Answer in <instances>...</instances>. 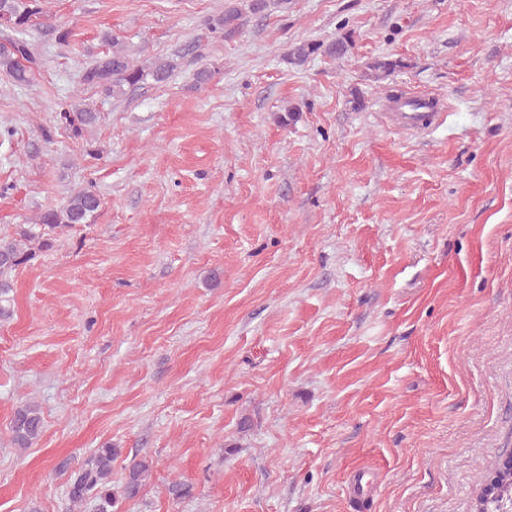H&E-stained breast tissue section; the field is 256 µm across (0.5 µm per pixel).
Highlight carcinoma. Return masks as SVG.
Listing matches in <instances>:
<instances>
[{"label": "carcinoma", "instance_id": "1", "mask_svg": "<svg viewBox=\"0 0 512 512\" xmlns=\"http://www.w3.org/2000/svg\"><path fill=\"white\" fill-rule=\"evenodd\" d=\"M240 5L224 9L212 29L226 33L239 28L250 17H264L277 0H239ZM0 13L16 20V28L27 27L31 21L43 14L42 0H0ZM353 45L350 36H340L329 43L303 40L293 44L287 52L290 63L302 66L315 56L336 58L345 55ZM42 62L31 44L23 38L15 39L10 47L0 50V69L19 83L30 82L39 72ZM400 67V61L390 57H378L368 66V76L378 81L391 75ZM174 69L168 61H154L147 67L133 64L129 56L117 44L112 50L89 64L83 75L85 84L102 89L114 98H123L147 78L156 83L165 82ZM58 125L79 138L86 128L98 120L96 109L91 106L75 110H63L57 115ZM102 206L100 194L89 188L70 193L65 203L58 208L45 210L38 222L23 228L16 237L0 236V318L11 315L8 294L11 291L9 274L17 267L36 258V250L48 245L46 235L63 234L76 224H88ZM44 428L42 413L38 405L25 403L15 409L9 423L12 444L17 448L31 447L41 436ZM119 451L111 446L96 449L93 457L69 483V501L73 508L81 509L88 501H95L96 512H112L116 503V492L112 488V463ZM496 472L493 481L497 494L492 499L480 497L475 512H504L512 507V474L493 464ZM150 475V463L145 459L132 460L127 468L121 496L125 499L137 497Z\"/></svg>", "mask_w": 512, "mask_h": 512}]
</instances>
